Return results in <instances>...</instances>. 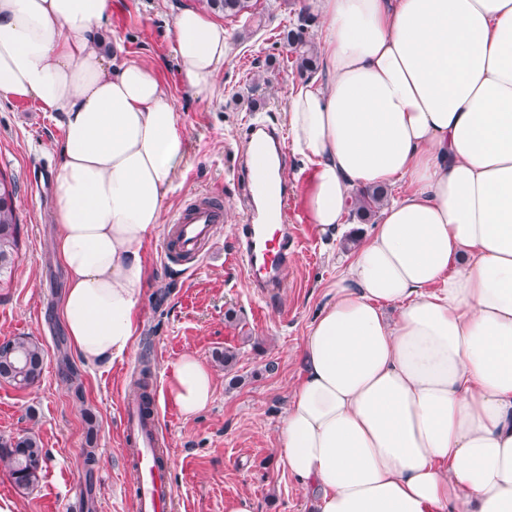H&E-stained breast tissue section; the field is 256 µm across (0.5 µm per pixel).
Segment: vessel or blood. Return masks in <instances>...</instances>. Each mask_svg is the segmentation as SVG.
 Returning <instances> with one entry per match:
<instances>
[{"label": "vessel or blood", "instance_id": "b4317fda", "mask_svg": "<svg viewBox=\"0 0 512 512\" xmlns=\"http://www.w3.org/2000/svg\"><path fill=\"white\" fill-rule=\"evenodd\" d=\"M250 129L263 132L265 138L251 150L254 177L248 181L243 196V209L249 218L235 228L237 248L233 260L245 268L251 286L262 296L268 289L281 287V272L296 257L299 241L288 229L287 197L279 199L278 223L259 224L250 218L265 178V145H281L283 138L281 132L262 121L251 123ZM223 221V203L209 195L196 196L182 205L171 219L164 243L168 261L200 256ZM121 419L124 443L138 473V512H171L173 493L166 481L170 456L164 451L168 441L159 430L156 416H144L139 403L129 402L122 407Z\"/></svg>", "mask_w": 512, "mask_h": 512}]
</instances>
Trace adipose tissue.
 Masks as SVG:
<instances>
[{
	"instance_id": "obj_1",
	"label": "adipose tissue",
	"mask_w": 512,
	"mask_h": 512,
	"mask_svg": "<svg viewBox=\"0 0 512 512\" xmlns=\"http://www.w3.org/2000/svg\"><path fill=\"white\" fill-rule=\"evenodd\" d=\"M327 80L287 98L305 207L339 233L366 187L396 189L311 325L277 450L315 512H512V0H314ZM112 0H0V95L61 117L60 316L89 368L138 334L186 158L152 66L103 50ZM181 85L205 100L230 39L194 9L170 27ZM394 316H387L386 307ZM213 375L168 392L188 418Z\"/></svg>"
}]
</instances>
